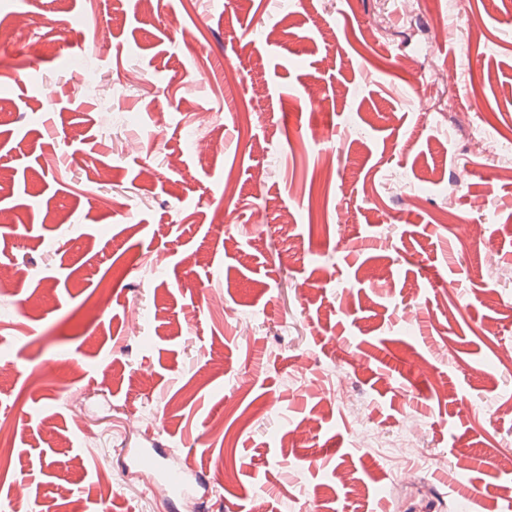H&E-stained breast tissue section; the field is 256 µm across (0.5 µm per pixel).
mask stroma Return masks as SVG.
Listing matches in <instances>:
<instances>
[{
    "label": "stroma",
    "mask_w": 512,
    "mask_h": 512,
    "mask_svg": "<svg viewBox=\"0 0 512 512\" xmlns=\"http://www.w3.org/2000/svg\"><path fill=\"white\" fill-rule=\"evenodd\" d=\"M0 26V512L19 472L27 512H173L128 448L191 461L212 512H512V156L470 140L512 136V0H0ZM360 419L416 420L421 458Z\"/></svg>",
    "instance_id": "35a3bbf8"
}]
</instances>
